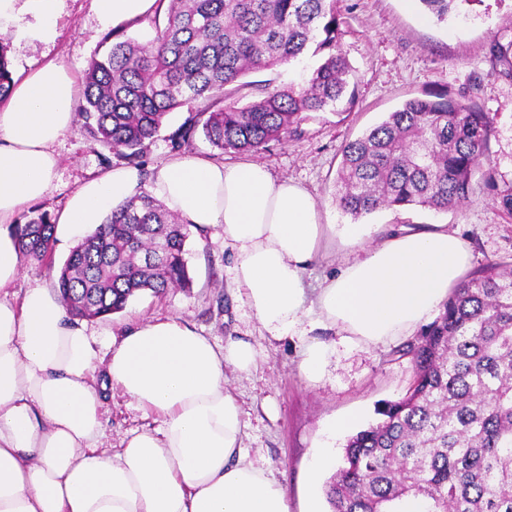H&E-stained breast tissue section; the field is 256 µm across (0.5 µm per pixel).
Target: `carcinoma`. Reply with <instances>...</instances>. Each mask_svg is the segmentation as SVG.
Masks as SVG:
<instances>
[{"label":"carcinoma","instance_id":"obj_1","mask_svg":"<svg viewBox=\"0 0 512 512\" xmlns=\"http://www.w3.org/2000/svg\"><path fill=\"white\" fill-rule=\"evenodd\" d=\"M438 19L457 0H421ZM338 0H158L145 43L111 34L91 59L76 106L90 139L135 167L169 113L189 115L168 140L197 133L222 151H257L298 131L309 114L357 102L340 48ZM0 38V101L13 78ZM319 58L300 85L253 84L306 53ZM245 89L255 99L240 106ZM493 116L446 92L415 97L342 149L336 202L355 219L379 208L446 210L467 201L489 161ZM23 261L54 267L55 224L45 212L16 226ZM189 228L143 191L111 210L58 269L73 318L124 311L143 291L191 285ZM414 377L382 420L349 437L344 466L324 486L330 512H512V264L492 262L465 281L420 339L406 345Z\"/></svg>","mask_w":512,"mask_h":512}]
</instances>
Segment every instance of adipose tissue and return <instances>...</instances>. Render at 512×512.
I'll use <instances>...</instances> for the list:
<instances>
[{
    "mask_svg": "<svg viewBox=\"0 0 512 512\" xmlns=\"http://www.w3.org/2000/svg\"><path fill=\"white\" fill-rule=\"evenodd\" d=\"M58 0H0V33L49 43ZM98 25L122 30L156 12L158 0H91ZM31 25H24V18ZM81 86L52 60L16 75L0 103V290L24 272L11 227L47 193L55 144L76 120ZM139 176L115 168L85 181L55 219V235L80 239ZM151 191L197 230L222 226L235 250L232 283L270 336H302L304 274L327 243L350 255L314 300L324 326L376 346L412 335L458 288L470 248L447 225L374 239L363 224H327L301 184L256 162L225 164L183 154L156 168ZM94 340L69 320L57 293L0 298V512H290L288 492L243 446L241 407L225 367L250 371L249 342L216 345L189 323L148 320L112 339L106 367ZM138 407L161 416L154 433L105 447L96 373Z\"/></svg>",
    "mask_w": 512,
    "mask_h": 512,
    "instance_id": "1",
    "label": "adipose tissue"
}]
</instances>
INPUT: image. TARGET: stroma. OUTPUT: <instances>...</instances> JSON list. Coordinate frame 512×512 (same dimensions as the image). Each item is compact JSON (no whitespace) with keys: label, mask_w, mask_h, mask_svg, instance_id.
<instances>
[{"label":"stroma","mask_w":512,"mask_h":512,"mask_svg":"<svg viewBox=\"0 0 512 512\" xmlns=\"http://www.w3.org/2000/svg\"><path fill=\"white\" fill-rule=\"evenodd\" d=\"M338 9L341 47L358 89V102L345 118L331 112L313 114L302 123L300 136L270 143L258 152L223 153L199 134L191 153L224 163L264 164L275 177L306 187L330 223L346 224L350 218L335 201L343 146L407 99L448 90L495 117L490 158L496 190L487 189L477 176L470 200L454 209L381 208L361 221L395 228L445 224L468 241L470 271L491 260L512 264V213L499 203L500 192L512 189V77L490 54L493 43L512 44V0H458L442 21L424 6L407 8L405 0H339ZM57 29L51 43H11L13 73L58 60L80 75L86 62L110 46L91 0H59ZM55 151L60 163L48 192L19 214L18 223L34 213L55 215L83 182L124 165L77 124L56 143ZM186 248L191 288L161 298L143 293L122 313L86 320L84 326L97 336L102 354L110 344L109 332L157 317L190 322L220 345L230 338L250 342L257 353L255 367L247 373H226L242 410L245 446L257 464L285 486L292 512H305L308 473L330 422L350 414L360 415L365 426L378 422L379 408L406 394L413 378L411 361L400 356L398 340L364 347L342 342L337 330L318 324L310 310L303 323L307 337L335 344L336 355L322 380L309 381L299 368V341L273 339L233 289V249L225 244L222 227L191 232ZM102 398L105 443L112 448H119L131 434L162 426L158 415L139 409L119 390L106 389Z\"/></svg>","instance_id":"35a3bbf8"}]
</instances>
